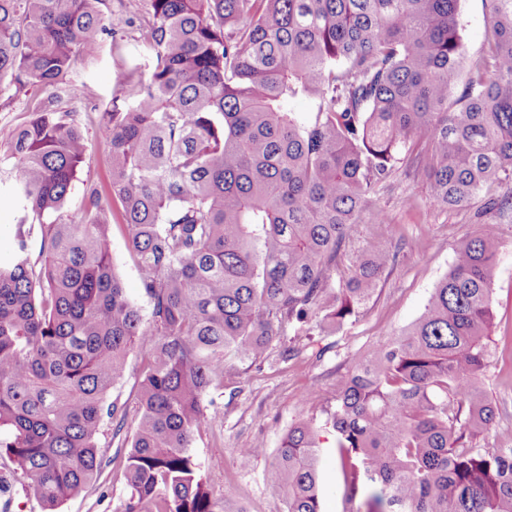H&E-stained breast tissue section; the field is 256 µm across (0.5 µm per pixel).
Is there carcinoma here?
I'll return each instance as SVG.
<instances>
[{"label": "carcinoma", "instance_id": "carcinoma-1", "mask_svg": "<svg viewBox=\"0 0 512 512\" xmlns=\"http://www.w3.org/2000/svg\"><path fill=\"white\" fill-rule=\"evenodd\" d=\"M148 2V75L102 115L112 196L87 184L70 224L87 145L59 105L113 35L108 0H0V109L51 90L0 157L21 212L0 255V449L43 512L101 469L102 427L127 418L108 394L136 346L151 361L123 512H217L191 448L207 396L360 313L397 257L377 189L416 164L429 205L465 208L512 177V0H484L486 54L460 91L461 0ZM113 204L145 315L112 261ZM367 210L375 231L344 270ZM498 252L481 225L412 326L336 381L324 425L344 512H512V447L478 441L499 418L480 388ZM322 426L300 420L273 453L286 512H322Z\"/></svg>", "mask_w": 512, "mask_h": 512}]
</instances>
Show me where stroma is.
<instances>
[{"instance_id":"35a3bbf8","label":"stroma","mask_w":512,"mask_h":512,"mask_svg":"<svg viewBox=\"0 0 512 512\" xmlns=\"http://www.w3.org/2000/svg\"><path fill=\"white\" fill-rule=\"evenodd\" d=\"M460 9L466 59L473 62L484 54L488 16L483 0H461ZM130 79L129 62L114 56L108 42L97 59L77 69L75 80L84 86L85 95L68 107L75 113L88 150L73 183L68 215H77L86 183L110 186L111 155L100 116L111 108L113 99L123 96ZM485 202L481 195L463 209L430 207L424 178L412 168L400 169L378 190L375 204L388 216L399 259L359 316L340 330L314 333L300 360L283 363L269 358L261 372L245 374L244 390L237 397L222 390L208 395L210 422L196 434L192 451L225 512H240L246 504L252 512H285L283 498L270 489L272 454L282 434L299 419H323L340 376L421 315L433 289L450 269L456 249L483 224L497 225L500 248L493 276L490 356L482 389L502 409L483 444L488 448L512 446V212L486 209ZM109 246L128 297L146 307L140 274L128 255L121 226H111ZM134 430L132 416L117 436L111 425H104L100 437L104 459L97 480L67 500L60 512H121L129 491L112 458L127 451ZM257 444L263 445V453L242 461L240 449ZM0 512H42L32 489L14 474L3 455Z\"/></svg>"}]
</instances>
